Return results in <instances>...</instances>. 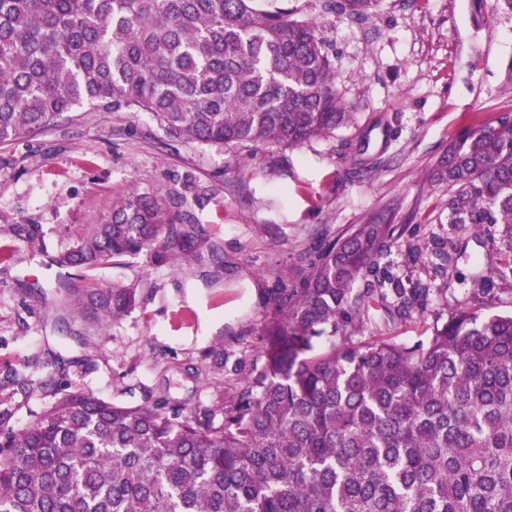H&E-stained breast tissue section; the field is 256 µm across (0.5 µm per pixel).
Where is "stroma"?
Wrapping results in <instances>:
<instances>
[{"label": "stroma", "instance_id": "1", "mask_svg": "<svg viewBox=\"0 0 512 512\" xmlns=\"http://www.w3.org/2000/svg\"><path fill=\"white\" fill-rule=\"evenodd\" d=\"M288 4L322 19L356 125L245 160L167 134L148 113L86 104L0 142V245L11 247L0 262V368L35 386L0 390L14 431L47 406L44 383L165 411L229 395L261 364L274 295L300 287L329 243L388 213L406 227L383 258L401 278L427 279L436 243L465 251L435 281L454 296L472 258L497 263L499 238L449 223L448 189L429 176L463 129L512 113V14L494 0H377L357 21L323 16L319 0ZM373 119L383 126L360 152ZM132 189L185 191L209 242L187 262L144 253L72 273L70 288L133 285L138 301L103 328L78 313L58 322L55 258Z\"/></svg>", "mask_w": 512, "mask_h": 512}]
</instances>
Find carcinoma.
I'll return each mask as SVG.
<instances>
[{
    "label": "carcinoma",
    "instance_id": "cac0c4a2",
    "mask_svg": "<svg viewBox=\"0 0 512 512\" xmlns=\"http://www.w3.org/2000/svg\"><path fill=\"white\" fill-rule=\"evenodd\" d=\"M319 2L359 20L376 0ZM86 103L238 151L298 148L353 121L322 23L288 0H0V142ZM430 181L448 185V223L501 225L512 269V116L461 134ZM183 201L130 191L57 263L188 259L205 230ZM403 231L359 224L280 292L260 368L225 400L167 414L54 389L19 433L1 410L0 512H512V313L450 311L448 289L381 268ZM451 260L433 248L434 276ZM137 291L70 294L104 323ZM432 314L412 344L354 341Z\"/></svg>",
    "mask_w": 512,
    "mask_h": 512
}]
</instances>
